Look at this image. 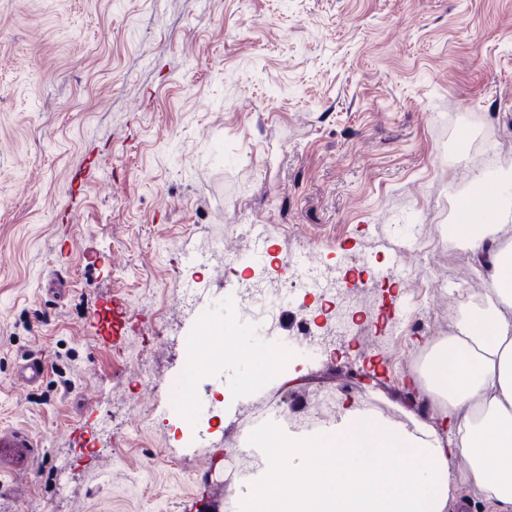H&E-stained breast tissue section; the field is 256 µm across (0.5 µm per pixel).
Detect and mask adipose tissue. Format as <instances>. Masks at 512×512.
Segmentation results:
<instances>
[{"label": "adipose tissue", "instance_id": "ef3b65f1", "mask_svg": "<svg viewBox=\"0 0 512 512\" xmlns=\"http://www.w3.org/2000/svg\"><path fill=\"white\" fill-rule=\"evenodd\" d=\"M451 231L488 283L428 347L421 379L437 422L410 431L343 403L333 433H253L249 449L268 462L240 491L244 512H451L462 483L512 512V226ZM459 456L466 468L451 471Z\"/></svg>", "mask_w": 512, "mask_h": 512}]
</instances>
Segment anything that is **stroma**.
Segmentation results:
<instances>
[{"label": "stroma", "mask_w": 512, "mask_h": 512, "mask_svg": "<svg viewBox=\"0 0 512 512\" xmlns=\"http://www.w3.org/2000/svg\"><path fill=\"white\" fill-rule=\"evenodd\" d=\"M480 178L512 203V0H0V428L38 443L0 456V512H196L238 492L232 465L197 466L245 447L253 397L227 409L219 390L263 349L294 414L328 394L410 426L409 360L457 303L432 280L485 282L439 233ZM231 224L271 227L285 259L423 279L360 290L354 341L299 302L261 330L210 255ZM186 288L205 291L192 314ZM405 314L423 329L385 336ZM38 356L42 383L18 384Z\"/></svg>", "instance_id": "obj_1"}]
</instances>
